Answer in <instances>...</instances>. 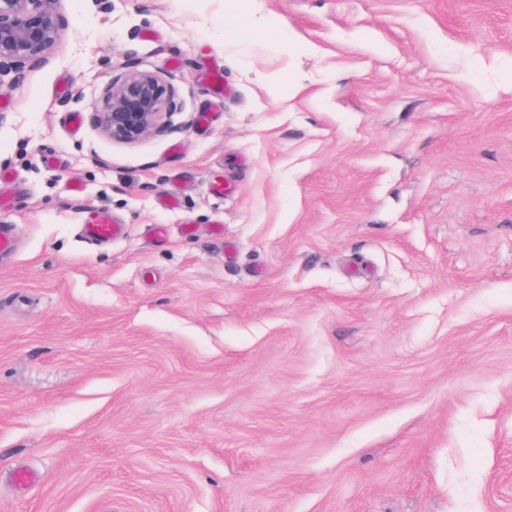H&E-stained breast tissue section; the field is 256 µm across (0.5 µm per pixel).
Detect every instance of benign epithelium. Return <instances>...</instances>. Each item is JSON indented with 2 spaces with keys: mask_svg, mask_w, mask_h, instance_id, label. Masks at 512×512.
Here are the masks:
<instances>
[{
  "mask_svg": "<svg viewBox=\"0 0 512 512\" xmlns=\"http://www.w3.org/2000/svg\"><path fill=\"white\" fill-rule=\"evenodd\" d=\"M60 15L52 0H0V86L19 81L27 68L42 61L61 38ZM99 131L127 143L155 133L177 112L172 85L149 72L107 75L94 102Z\"/></svg>",
  "mask_w": 512,
  "mask_h": 512,
  "instance_id": "obj_1",
  "label": "benign epithelium"
}]
</instances>
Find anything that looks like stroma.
I'll return each instance as SVG.
<instances>
[{"label":"stroma","mask_w":512,"mask_h":512,"mask_svg":"<svg viewBox=\"0 0 512 512\" xmlns=\"http://www.w3.org/2000/svg\"><path fill=\"white\" fill-rule=\"evenodd\" d=\"M54 7L0 87V512H512V0ZM130 71L182 106L135 144ZM104 77L101 98L93 104L97 128L104 136L139 142L178 110L173 86L155 74L128 72ZM85 236L94 242H110L122 233V225L114 223L112 216L104 211L99 212L93 221L84 224Z\"/></svg>","instance_id":"35a3bbf8"}]
</instances>
